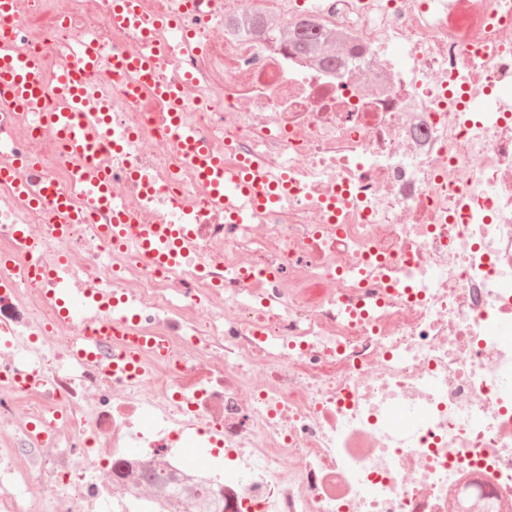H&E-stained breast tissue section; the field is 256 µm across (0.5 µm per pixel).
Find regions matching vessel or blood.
Segmentation results:
<instances>
[{
  "label": "vessel or blood",
  "mask_w": 512,
  "mask_h": 512,
  "mask_svg": "<svg viewBox=\"0 0 512 512\" xmlns=\"http://www.w3.org/2000/svg\"><path fill=\"white\" fill-rule=\"evenodd\" d=\"M139 9V0H115L111 15L113 26L136 25L140 18ZM164 55V50L148 46L137 54L113 58L112 68L125 78L131 97L162 104L168 135L179 144L184 156L216 198H223L225 191L230 189L234 192L233 202L242 209L255 211L270 204V196L262 189L265 176L259 175L250 183H243L239 174L225 170L223 161L215 157L193 132L178 124L177 114L181 109L178 88L154 81ZM101 62L100 51L93 42H80L74 47L68 65L56 71L52 85L47 86L41 80L45 68L43 58L18 54L8 42L0 41V98L14 108L38 113L42 124L59 134L69 152L81 160L72 174L70 188L52 185L45 188L51 213L61 224L80 221L82 212H76L72 207V194L76 191L84 199L83 212H109L116 225L128 222L130 218L108 191L109 170L101 159L106 130L99 114L107 109L108 101L83 81L85 75L99 69ZM49 90L59 102L57 108L49 109L44 104L45 93ZM170 235L169 225H143L141 238L153 261L172 262L173 254L168 249ZM125 333V328L119 324L99 322L75 344L73 356L78 360H93L101 338Z\"/></svg>",
  "instance_id": "1"
}]
</instances>
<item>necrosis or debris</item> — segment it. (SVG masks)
Masks as SVG:
<instances>
[{"instance_id":"necrosis-or-debris-1","label":"necrosis or debris","mask_w":512,"mask_h":512,"mask_svg":"<svg viewBox=\"0 0 512 512\" xmlns=\"http://www.w3.org/2000/svg\"><path fill=\"white\" fill-rule=\"evenodd\" d=\"M140 0L193 47L169 55L184 125L224 166L287 176L231 219L133 100L113 0H23L0 38L44 76L94 40L109 97L111 190L146 224H185L176 263L111 246L100 213L60 234L34 203L77 158L0 102V512H512V0ZM311 23L341 63L293 50ZM39 240L33 253L18 235ZM63 270L86 312L57 322ZM129 318L139 374L75 362L92 320ZM60 417L53 448L33 431ZM214 462L195 465L188 449Z\"/></svg>"}]
</instances>
